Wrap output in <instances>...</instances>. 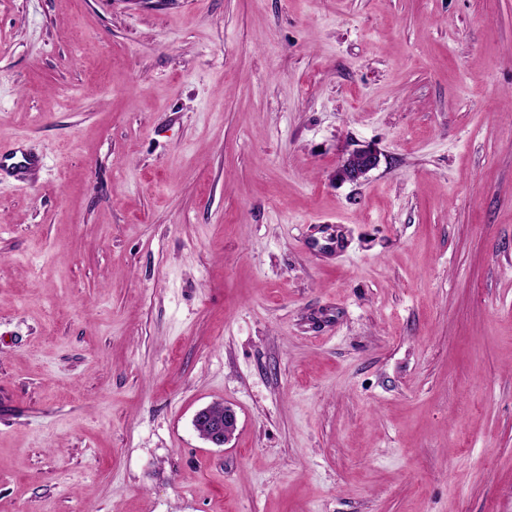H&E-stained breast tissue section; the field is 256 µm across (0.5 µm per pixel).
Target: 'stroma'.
I'll list each match as a JSON object with an SVG mask.
<instances>
[{"instance_id": "obj_1", "label": "stroma", "mask_w": 512, "mask_h": 512, "mask_svg": "<svg viewBox=\"0 0 512 512\" xmlns=\"http://www.w3.org/2000/svg\"><path fill=\"white\" fill-rule=\"evenodd\" d=\"M0 141V512H512V0H0ZM20 155L21 160H17ZM40 164V159L37 156L24 153L13 144L0 143V169L24 170L28 168H35ZM379 161V154L376 150L372 148L359 150L340 164L336 171V177L343 182H358L375 169ZM210 415L215 419L224 420L209 421L207 408L199 410L193 420L198 428L205 424L206 434L204 440L212 447L221 448L228 444L237 426V416L233 409L221 404L212 405Z\"/></svg>"}]
</instances>
